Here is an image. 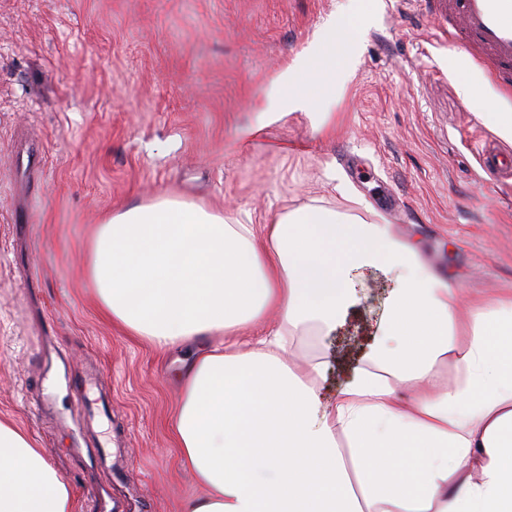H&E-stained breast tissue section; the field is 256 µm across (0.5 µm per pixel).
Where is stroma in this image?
<instances>
[{
	"label": "stroma",
	"instance_id": "35a3bbf8",
	"mask_svg": "<svg viewBox=\"0 0 512 512\" xmlns=\"http://www.w3.org/2000/svg\"><path fill=\"white\" fill-rule=\"evenodd\" d=\"M354 0H0V418L28 432L90 512L87 447L112 445V496L131 512H180L195 492L170 420L183 351L164 352L104 316L86 263L96 224L159 195L250 212L333 196L347 178L429 266L474 292L512 287V176L482 149L512 152L459 94L508 96L411 0H371L336 91V134L300 114L250 138L270 75ZM38 142L40 177L17 158ZM99 373L110 416L77 400Z\"/></svg>",
	"mask_w": 512,
	"mask_h": 512
}]
</instances>
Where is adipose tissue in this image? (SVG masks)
Returning <instances> with one entry per match:
<instances>
[{
	"mask_svg": "<svg viewBox=\"0 0 512 512\" xmlns=\"http://www.w3.org/2000/svg\"><path fill=\"white\" fill-rule=\"evenodd\" d=\"M274 72L258 127L305 114L336 131L327 76L349 71L351 19ZM393 280L360 323L357 285ZM101 310L162 350L191 349L171 431L199 486L181 512H512V289L472 294L382 215L287 207L266 223L179 196L112 213L87 264ZM355 330L352 377L307 337ZM0 512H75L33 438L0 419Z\"/></svg>",
	"mask_w": 512,
	"mask_h": 512,
	"instance_id": "obj_1",
	"label": "adipose tissue"
}]
</instances>
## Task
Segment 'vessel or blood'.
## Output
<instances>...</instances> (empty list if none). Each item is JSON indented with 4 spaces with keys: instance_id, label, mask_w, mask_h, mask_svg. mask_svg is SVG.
<instances>
[{
    "instance_id": "vessel-or-blood-1",
    "label": "vessel or blood",
    "mask_w": 512,
    "mask_h": 512,
    "mask_svg": "<svg viewBox=\"0 0 512 512\" xmlns=\"http://www.w3.org/2000/svg\"><path fill=\"white\" fill-rule=\"evenodd\" d=\"M441 37L490 63L499 88L512 92V0H435Z\"/></svg>"
}]
</instances>
